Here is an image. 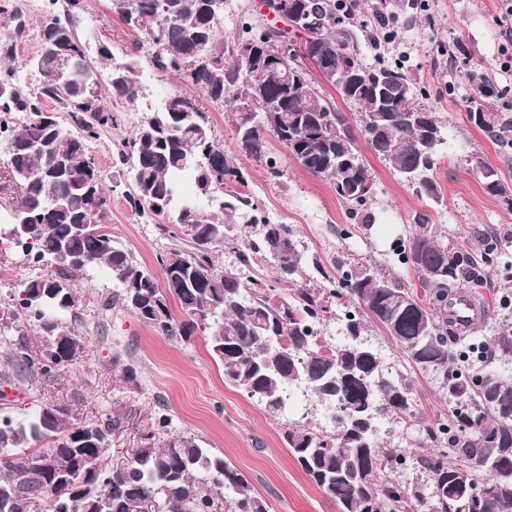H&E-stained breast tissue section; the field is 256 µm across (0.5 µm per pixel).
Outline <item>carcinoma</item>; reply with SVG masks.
Returning <instances> with one entry per match:
<instances>
[{
    "label": "carcinoma",
    "instance_id": "carcinoma-1",
    "mask_svg": "<svg viewBox=\"0 0 512 512\" xmlns=\"http://www.w3.org/2000/svg\"><path fill=\"white\" fill-rule=\"evenodd\" d=\"M53 2L61 10L38 21L39 39L56 41L69 58L67 73L60 75L53 61L38 55L23 63L40 64L31 86L19 84L13 68L0 70V87L9 91L8 98L0 97V145L22 192L0 239L28 263L51 269L22 281L18 296L0 302L1 336L21 311L39 330L36 345L7 343L6 363L18 379L34 384L71 366L80 349L65 319L77 306L74 281L104 267L126 309L163 336L189 342L206 334L224 379L268 411H283L287 390L298 386L334 408L331 429L292 425L284 441L337 512H512V377L492 368L499 356L512 354V323H503L493 348L478 356L475 342L448 318V292L474 278L478 259L470 246L442 232L430 212L442 202L434 173L445 130L420 102L413 73L397 62H363L353 15L336 13V0H302L305 15L322 19L323 29L312 39L305 25H290L302 40L294 49L297 74L286 82L270 73L262 50L266 41L288 40L286 30L262 29L246 7L237 36L219 43L209 0H111L138 38L124 61L100 45L98 59L110 62L103 72L77 34L81 0ZM13 22L17 40L26 29L18 0H0V25ZM201 41L211 62L193 66L191 84L229 107L237 151L262 162L267 140H276L309 174L329 179L338 199L360 214L375 194V176L357 143L361 135L428 201L429 210L414 213L394 249L397 262L418 274L423 294L394 270L366 260L348 263L337 279L305 256L290 225L255 215L248 173L179 91L170 92L159 110L143 113L135 136L113 158L130 169L134 212L149 222L172 215L179 225L180 244L157 257L164 283L112 238L106 231L111 196L88 143L118 125L114 103L136 106L141 52L157 72L180 78ZM247 52L252 75L246 78L241 68ZM345 64L353 67L355 81L339 77ZM316 70L342 102L357 108L359 131L322 97ZM496 97L485 86L467 118L499 139L512 125L490 103ZM271 99L280 110L255 117L235 110L243 102ZM47 101L55 108L46 110ZM16 112L28 116L19 128L10 125ZM476 166L484 192L512 209V188L498 168L480 161ZM187 174L199 196H222V218L181 197ZM220 248L234 255L232 264L215 263ZM62 252L76 261L60 262ZM309 264L330 287L275 293L272 283L298 282ZM175 265L178 280L172 282ZM343 298L359 310L345 318L347 335L379 325L404 350L410 367L435 378L452 403V424L421 421L410 380L384 374L375 349L342 343L325 350L317 343L314 327L336 315L333 304ZM174 302L179 317L172 313ZM485 380L493 386L490 394L480 387ZM376 415L416 433L415 459L430 472L429 484L394 477L408 452L378 446ZM119 427L109 416L82 421L62 405L46 406L26 422L0 418V512H39L44 504L48 512H148L160 494L165 512H216L220 495L225 512H270L268 501L224 457L191 435H171L165 409L150 417L132 460L114 465L106 451ZM492 469L507 475L494 484L476 478ZM481 485L484 491L473 494Z\"/></svg>",
    "mask_w": 512,
    "mask_h": 512
}]
</instances>
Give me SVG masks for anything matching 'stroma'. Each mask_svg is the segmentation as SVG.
<instances>
[{
    "instance_id": "1",
    "label": "stroma",
    "mask_w": 512,
    "mask_h": 512,
    "mask_svg": "<svg viewBox=\"0 0 512 512\" xmlns=\"http://www.w3.org/2000/svg\"><path fill=\"white\" fill-rule=\"evenodd\" d=\"M500 0H428L414 16H397L398 37L384 41L385 19L379 0H358L354 22L359 29L366 62L378 58L404 64L414 74L430 109L446 128V142L436 170L443 203L434 215L448 235L481 249L492 236L494 254L481 265L475 296L484 308L473 337L488 340L499 322H512V213L485 194L479 184L477 161L496 166L512 185V148H502L490 135L467 120L466 107L478 96L480 84L495 85L502 98L497 106L512 120V72L503 67L505 43L494 22ZM78 33L89 44L107 43L115 58H123L135 34L112 11L110 0H85ZM468 49L467 59L448 52L454 43ZM147 81L141 105L158 104L173 89H181L203 112L208 123L233 148L230 114L224 105L207 100L202 92L143 65ZM140 118L127 109L121 123L103 132L89 145L112 197L108 219L114 238L132 251L153 274L161 269L156 256L168 250L177 224L161 228L139 218L126 196L131 181L126 169L115 166L118 145L132 138ZM268 152L276 157L277 173L262 163L238 155L250 176L249 191L259 216L292 225L306 256L317 257L335 271L349 255H362L379 263L393 262L390 244L423 202L413 188L393 174L372 152L364 157L375 174L376 191L368 204L373 222L364 230L360 216L351 214L337 198L332 184L310 175L288 156L276 140ZM75 333L81 350L68 372L28 387L0 358V416L23 422L48 405L70 406L82 420L106 415L119 417L116 445L108 452L111 463L129 460L138 440V428L157 409H165L174 434L195 436L202 447L224 456L251 482L254 491L271 505V512H336L335 506L303 472L283 438L286 425L324 426V411L314 396L291 400L285 411L271 413L224 380V368L210 355L204 336L185 343L160 335L134 313L111 299L115 286L106 271L96 270L75 284ZM364 341L378 351L386 373L409 372L417 409L429 419H444L448 401L433 377L410 371L401 347L380 327L368 326ZM136 371L134 380L123 377L125 367Z\"/></svg>"
}]
</instances>
